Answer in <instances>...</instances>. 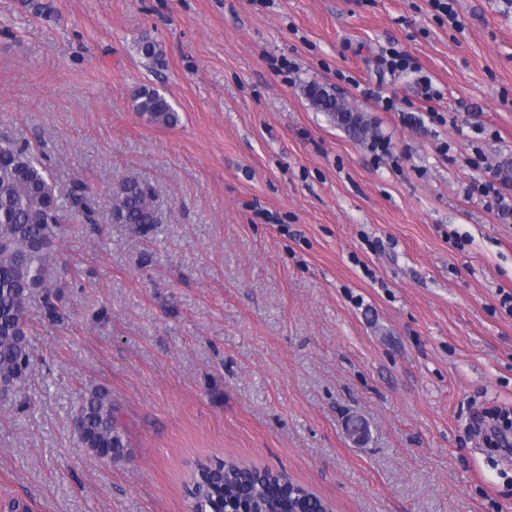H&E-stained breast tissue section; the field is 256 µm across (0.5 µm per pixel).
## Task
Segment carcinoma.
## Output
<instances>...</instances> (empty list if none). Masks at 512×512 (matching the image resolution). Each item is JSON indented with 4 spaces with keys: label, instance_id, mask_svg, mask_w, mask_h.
<instances>
[{
    "label": "carcinoma",
    "instance_id": "carcinoma-1",
    "mask_svg": "<svg viewBox=\"0 0 512 512\" xmlns=\"http://www.w3.org/2000/svg\"><path fill=\"white\" fill-rule=\"evenodd\" d=\"M137 53L150 64L162 60L159 43L145 35ZM313 108L326 113L351 135L362 139L371 127L348 122L342 113L357 111L318 84L307 87ZM134 109L149 122L175 127L178 112L158 90L144 87L134 97ZM114 224H134L146 237L166 221V211L149 180L129 175L110 192ZM95 222V208L85 189L77 186L67 199L57 193L43 155L27 143L0 137V400L25 406L33 370L32 334L27 307L39 298L43 315L64 319L58 245L68 233L62 220ZM76 445L94 459L116 463L129 455L112 394L103 385L81 390L74 415ZM192 512H330V506L303 485L270 469L224 460L201 462L186 485Z\"/></svg>",
    "mask_w": 512,
    "mask_h": 512
}]
</instances>
